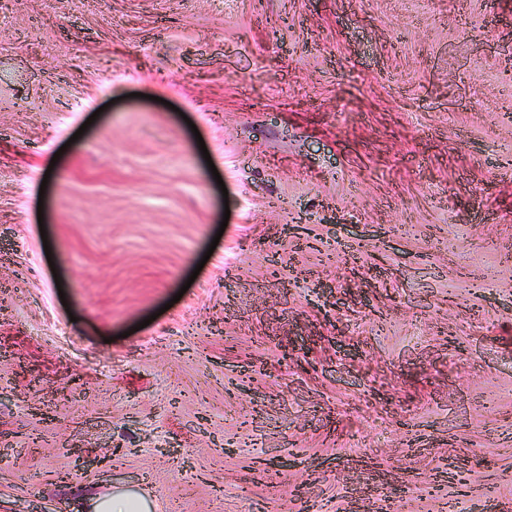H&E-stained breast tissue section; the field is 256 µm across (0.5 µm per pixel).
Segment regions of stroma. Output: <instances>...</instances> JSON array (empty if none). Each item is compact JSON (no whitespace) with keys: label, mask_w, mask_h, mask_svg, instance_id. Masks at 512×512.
<instances>
[{"label":"stroma","mask_w":512,"mask_h":512,"mask_svg":"<svg viewBox=\"0 0 512 512\" xmlns=\"http://www.w3.org/2000/svg\"><path fill=\"white\" fill-rule=\"evenodd\" d=\"M0 450V512H512V0H0ZM90 512H148L146 500L124 491H115L106 495L92 497Z\"/></svg>","instance_id":"35a3bbf8"}]
</instances>
